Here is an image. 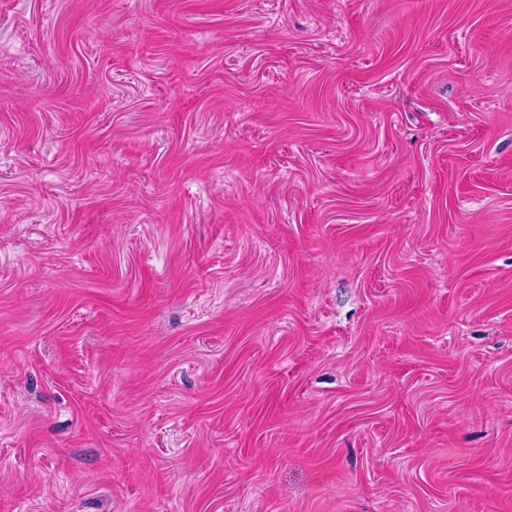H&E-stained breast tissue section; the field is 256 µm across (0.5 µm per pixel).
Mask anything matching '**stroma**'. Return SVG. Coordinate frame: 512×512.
Segmentation results:
<instances>
[{
  "label": "stroma",
  "mask_w": 512,
  "mask_h": 512,
  "mask_svg": "<svg viewBox=\"0 0 512 512\" xmlns=\"http://www.w3.org/2000/svg\"><path fill=\"white\" fill-rule=\"evenodd\" d=\"M0 512H512V0H0Z\"/></svg>",
  "instance_id": "1"
}]
</instances>
